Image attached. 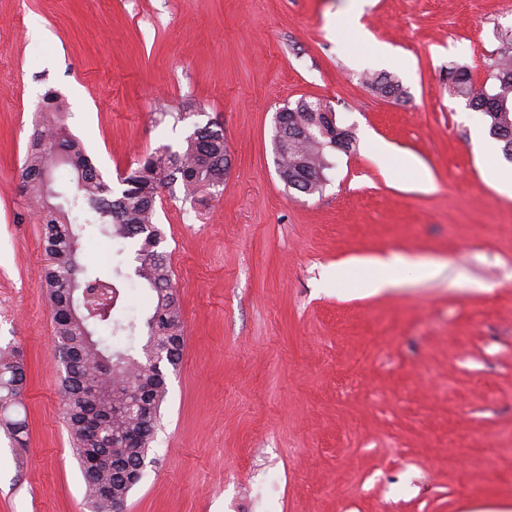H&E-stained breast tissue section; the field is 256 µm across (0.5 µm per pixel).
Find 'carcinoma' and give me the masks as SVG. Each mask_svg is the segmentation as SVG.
<instances>
[{"mask_svg":"<svg viewBox=\"0 0 512 512\" xmlns=\"http://www.w3.org/2000/svg\"><path fill=\"white\" fill-rule=\"evenodd\" d=\"M489 79L491 83L478 86L466 67L448 68V87L472 110L484 114L490 136L502 143L503 154L511 161V52L494 61ZM366 84L387 97L402 96V85L385 72L367 77ZM64 111L56 92L44 96L33 144L21 167L22 191L44 226L48 256L44 284L52 306L55 344L71 352V362L64 366L62 405L87 502L91 512H119L141 477L140 455L148 452L166 395L164 374L150 361L151 343L168 345L165 359L171 365L178 362L184 346L172 271L157 251L163 232L155 223L156 199L160 190L177 183L187 196L216 188L215 176L224 171L228 158L223 132L207 124L196 129L182 149L166 146L145 156L120 178L123 189L116 195L83 143L67 132ZM284 136L290 151L277 155L278 167L288 170L289 187L307 195L321 192L324 186V170L329 167L324 149L347 150L354 139L352 131L337 126L335 113H327L317 100H300L276 113L273 141ZM60 165L77 179V193L64 205L49 202L42 181L54 178ZM76 224L99 225L101 233L118 245V256L126 245L135 248L134 274L152 292L148 313L128 322L104 315L116 305L119 291L113 280L123 275V269L118 263L110 269L90 266L81 253ZM114 337L126 338L129 347L112 350ZM16 364V354L0 352V422L17 439L25 425L8 416L10 407L19 404L20 389L13 386ZM115 392L136 404L132 412L112 414L108 397ZM111 441L120 444L114 449L119 465L105 471L95 459Z\"/></svg>","mask_w":512,"mask_h":512,"instance_id":"1","label":"carcinoma"}]
</instances>
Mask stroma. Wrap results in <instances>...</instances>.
<instances>
[{
	"label": "stroma",
	"mask_w": 512,
	"mask_h": 512,
	"mask_svg": "<svg viewBox=\"0 0 512 512\" xmlns=\"http://www.w3.org/2000/svg\"><path fill=\"white\" fill-rule=\"evenodd\" d=\"M506 35L512 0H0V349L23 362L28 429L0 428V512H88L18 181L50 90L107 177L208 124L228 151L218 193L156 202L184 348L124 512H512V198L491 184L512 161L480 154L484 116L446 79L484 83ZM302 98L356 138L314 195L273 150ZM404 159L418 180L392 176ZM392 255L446 269L322 283ZM374 77H367L366 84L371 88L379 91L381 94L387 97L399 98L402 96L403 91L401 92L402 85L399 84V81L395 80L389 74L382 72L378 74H374ZM403 90V89H402Z\"/></svg>",
	"instance_id": "1"
}]
</instances>
